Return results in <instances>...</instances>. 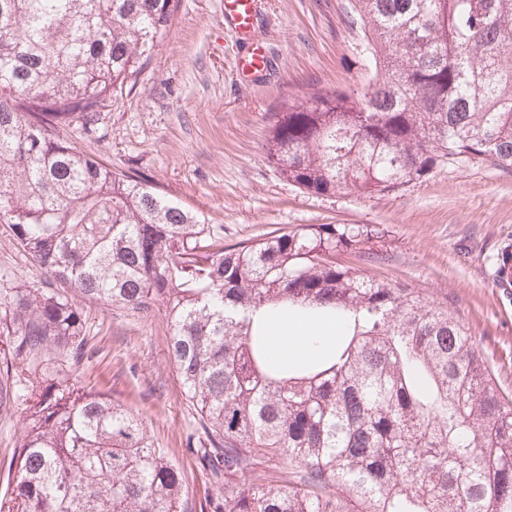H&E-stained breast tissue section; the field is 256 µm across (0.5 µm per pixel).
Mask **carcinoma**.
<instances>
[{"mask_svg":"<svg viewBox=\"0 0 512 512\" xmlns=\"http://www.w3.org/2000/svg\"><path fill=\"white\" fill-rule=\"evenodd\" d=\"M180 0H0V225L59 286L15 289L0 329L34 378L0 512H192L140 416L48 364L85 359L77 299L165 308L169 352L224 512H512V399L448 300L336 262L383 237L307 224L224 243L142 176L61 131L97 133ZM360 91L274 113L266 159L322 196L384 195L437 166L512 170V0H351ZM339 323L306 365L268 320Z\"/></svg>","mask_w":512,"mask_h":512,"instance_id":"carcinoma-1","label":"carcinoma"}]
</instances>
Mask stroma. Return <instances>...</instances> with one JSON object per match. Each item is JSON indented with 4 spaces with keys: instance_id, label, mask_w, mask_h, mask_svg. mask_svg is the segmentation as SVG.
Instances as JSON below:
<instances>
[{
    "instance_id": "obj_1",
    "label": "stroma",
    "mask_w": 512,
    "mask_h": 512,
    "mask_svg": "<svg viewBox=\"0 0 512 512\" xmlns=\"http://www.w3.org/2000/svg\"><path fill=\"white\" fill-rule=\"evenodd\" d=\"M348 0H258L253 37L224 16V0H181L167 37L102 114L98 136L65 135L113 169L138 173L224 227L231 244L304 224H373L372 257L340 255L362 276L388 279L448 305L471 331L499 391L512 398V294L494 288L512 249V173L478 160L445 164L383 196H318L281 176L265 156L273 113L314 90H359L358 28ZM271 59L244 81L252 42ZM33 259L0 233V303L41 285ZM88 357L71 377L138 413L156 447L180 469L194 512H212L216 485L190 448L193 412L168 352L164 309L138 318L84 303ZM21 405L0 408V493L22 436Z\"/></svg>"
}]
</instances>
